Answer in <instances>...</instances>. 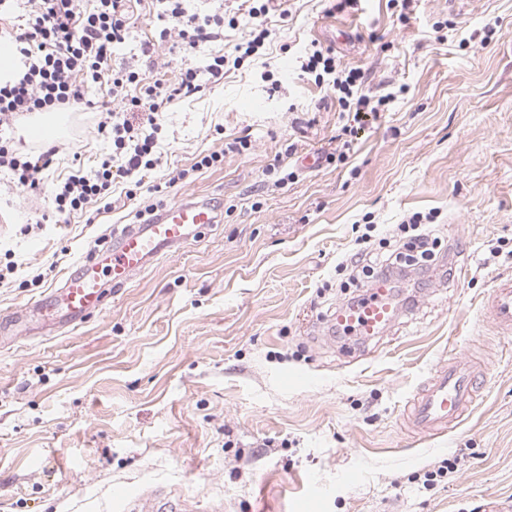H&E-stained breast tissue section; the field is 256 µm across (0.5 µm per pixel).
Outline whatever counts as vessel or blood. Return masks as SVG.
I'll use <instances>...</instances> for the list:
<instances>
[{
  "label": "vessel or blood",
  "mask_w": 512,
  "mask_h": 512,
  "mask_svg": "<svg viewBox=\"0 0 512 512\" xmlns=\"http://www.w3.org/2000/svg\"><path fill=\"white\" fill-rule=\"evenodd\" d=\"M217 221L218 210L210 199L195 197L164 206L143 223L113 227L109 248L79 259L48 299L34 301L33 306L61 310L64 326L75 328L88 314L105 307L107 288L124 287L156 259ZM484 308L503 336L512 335L511 278L495 284ZM398 309L399 291L394 281L378 279L363 302L337 306L327 318V333L372 340L391 326ZM483 379V372L470 359L453 358L413 395L405 411L407 427L429 438L444 432L460 420Z\"/></svg>",
  "instance_id": "1"
}]
</instances>
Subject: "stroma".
<instances>
[{
  "mask_svg": "<svg viewBox=\"0 0 512 512\" xmlns=\"http://www.w3.org/2000/svg\"><path fill=\"white\" fill-rule=\"evenodd\" d=\"M392 0L327 14L291 0L264 61H245L193 98L170 105L162 181L198 154L250 137L253 150L156 198L215 201L220 224L162 256L100 313L58 330L26 318L0 343V512H110L112 494L170 497L218 512H486L512 505V356L483 302L512 278V0ZM449 21L452 46L435 23ZM160 22L138 20L114 65L139 68L155 43L169 75L180 57ZM318 43L360 68L363 91L396 100L367 117L346 165L303 167L334 151L342 127L333 94L298 79V51ZM48 181L111 151L97 116L66 112ZM295 144L283 186L263 171ZM143 200L87 204L68 223L44 217L42 197L11 190L0 172V316L59 286L116 224L137 223ZM436 213L441 253L397 275L400 317L382 338L331 341L323 320L347 302L338 266L367 223L395 240L414 213ZM43 220L27 234L24 224ZM43 275V285L32 283ZM489 373L472 409L445 435L407 431L401 413L431 373L456 356ZM452 472L437 475L444 460Z\"/></svg>",
  "mask_w": 512,
  "mask_h": 512,
  "instance_id": "1",
  "label": "stroma"
}]
</instances>
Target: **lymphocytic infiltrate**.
Returning <instances> with one entry per match:
<instances>
[{"instance_id": "lymphocytic-infiltrate-1", "label": "lymphocytic infiltrate", "mask_w": 512, "mask_h": 512, "mask_svg": "<svg viewBox=\"0 0 512 512\" xmlns=\"http://www.w3.org/2000/svg\"><path fill=\"white\" fill-rule=\"evenodd\" d=\"M241 17L223 12L188 13L183 0H0V38L14 44L24 63L15 78H0V171L22 192L42 194L58 216H70L84 205L138 190L161 194L186 182L190 170L174 168L164 183L146 184L149 172L160 167L164 110L175 101L201 92L223 79L228 65L265 50L272 34L276 0H244ZM157 20L178 37L184 57L200 46L223 41L225 29H244L230 52L212 54L204 66L188 63L177 82L147 80L157 70L154 44L143 45L145 67L133 70L112 63L114 49L125 43L137 18ZM302 77L324 85L336 96L342 114L357 116L388 111L394 94L372 98L364 93V75L345 69L330 51L306 48L296 58ZM63 108L99 114L97 132L110 140L112 151L92 173L75 172L46 184L45 173L59 152L57 146H37L20 153L14 147L19 120ZM402 247L386 252L360 249L345 261L352 285L367 287L391 268H409L436 256L438 241L417 223L400 225Z\"/></svg>"}]
</instances>
